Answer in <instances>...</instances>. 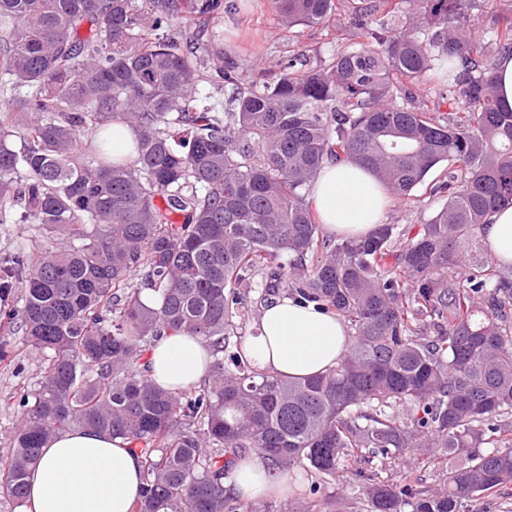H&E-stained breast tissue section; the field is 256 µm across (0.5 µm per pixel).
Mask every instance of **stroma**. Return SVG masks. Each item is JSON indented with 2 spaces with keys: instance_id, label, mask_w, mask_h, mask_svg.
I'll return each mask as SVG.
<instances>
[{
  "instance_id": "35a3bbf8",
  "label": "stroma",
  "mask_w": 512,
  "mask_h": 512,
  "mask_svg": "<svg viewBox=\"0 0 512 512\" xmlns=\"http://www.w3.org/2000/svg\"><path fill=\"white\" fill-rule=\"evenodd\" d=\"M233 13L221 15L211 25L225 60L238 64L242 82L279 75L282 62L301 51L343 50L354 43L345 25L284 28L271 0H234ZM444 203L441 196H430L418 188L407 202L391 201L385 216L387 224H422L430 220ZM46 234L37 224L0 223V261L17 252L36 256L47 245ZM0 348L9 353V363L0 362V461L11 451L13 427L19 413L18 400L35 390L44 357L31 348L16 324L0 316Z\"/></svg>"
}]
</instances>
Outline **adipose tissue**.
<instances>
[{
	"label": "adipose tissue",
	"mask_w": 512,
	"mask_h": 512,
	"mask_svg": "<svg viewBox=\"0 0 512 512\" xmlns=\"http://www.w3.org/2000/svg\"><path fill=\"white\" fill-rule=\"evenodd\" d=\"M389 201L375 177L353 160L323 165L307 202L316 220L340 236H363L382 222ZM482 241L500 266H512V204L495 209ZM351 343L349 328L334 314L279 297L260 313L246 352L260 370L314 377L334 369ZM212 360L207 343L179 331L160 337L147 355L153 380L178 392L196 385ZM144 482L142 459L123 440L70 430L51 439L28 476L25 512H130ZM247 502L287 497V480L272 476L260 455L238 462L232 478Z\"/></svg>",
	"instance_id": "1"
}]
</instances>
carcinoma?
<instances>
[{
    "mask_svg": "<svg viewBox=\"0 0 512 512\" xmlns=\"http://www.w3.org/2000/svg\"><path fill=\"white\" fill-rule=\"evenodd\" d=\"M340 2L273 0L289 28L328 26ZM465 3L350 0L354 46L246 86L208 68L226 0H0V203L69 241L11 259L22 306L8 319L46 359L19 400L0 498L24 506L41 448L75 429L140 454L132 512H274L226 486L252 450L276 475L305 474L311 496L361 478L368 512H460L512 485V277L479 236L512 202V112L493 78L512 20L476 38ZM432 70L448 82L435 98L416 91ZM204 84L230 88V107L201 102ZM116 123L136 131L129 159L112 153ZM338 156L401 202L445 164L430 189L445 202L424 224L326 235L306 194ZM136 271L156 306L130 287ZM259 274L255 301L291 296L347 325L335 369L256 368L234 318ZM169 331L211 350L188 390L159 387L145 362ZM431 448L448 450L443 489L378 470L435 461Z\"/></svg>",
    "mask_w": 512,
    "mask_h": 512,
    "instance_id": "obj_1",
    "label": "carcinoma"
}]
</instances>
